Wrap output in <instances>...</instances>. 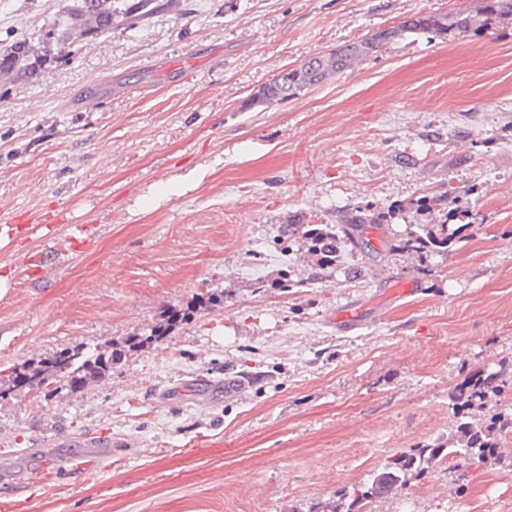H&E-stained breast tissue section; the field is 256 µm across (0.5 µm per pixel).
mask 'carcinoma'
I'll return each instance as SVG.
<instances>
[{
  "mask_svg": "<svg viewBox=\"0 0 512 512\" xmlns=\"http://www.w3.org/2000/svg\"><path fill=\"white\" fill-rule=\"evenodd\" d=\"M181 11L182 0H76V4L66 7L63 35L73 43H83L109 35L123 26L144 23L158 13L179 14ZM505 23L512 24V0H473V4L466 8L445 13H416L396 26L381 28L357 42L344 43L332 52L313 57L282 73L252 96L248 106L272 104L298 96L407 35L431 34L442 39L449 36L459 39L494 32ZM43 60L41 46L30 40L14 42L0 53V89L37 75ZM401 211L400 206L382 211L366 204L346 213L340 223L389 224ZM468 215L466 209L453 211L449 218L423 228L420 233H408L393 245L392 250L420 258L428 253L450 252L463 239L461 231L466 225L462 221ZM279 241H286L290 246L296 243L305 246L322 274L336 264L341 245L356 244L354 235L341 236L334 227L313 224L302 217L290 220L282 227ZM220 303L221 295L216 292L206 296L197 294L187 308L164 310L149 332L130 336L120 344L114 343L109 350L78 346L63 349L50 357L26 360L13 366V386L22 388L28 383H36L47 387L58 377V368L62 364L70 366L69 373L73 375L70 387L73 389L103 380L127 353L160 342L192 314L210 311ZM511 390L512 374L508 372L485 374L480 371L470 375L450 395L455 427L450 440L437 439L396 451L370 480L350 492L342 491L338 499L321 504L319 509L321 512H362V508L373 500L397 493L411 479L449 458L474 464L495 457L494 450L501 447L506 435L512 434V412L507 413L491 402Z\"/></svg>",
  "mask_w": 512,
  "mask_h": 512,
  "instance_id": "cac0c4a2",
  "label": "carcinoma"
}]
</instances>
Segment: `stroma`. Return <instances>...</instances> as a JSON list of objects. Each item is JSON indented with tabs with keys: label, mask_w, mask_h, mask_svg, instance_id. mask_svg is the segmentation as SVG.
Instances as JSON below:
<instances>
[{
	"label": "stroma",
	"mask_w": 512,
	"mask_h": 512,
	"mask_svg": "<svg viewBox=\"0 0 512 512\" xmlns=\"http://www.w3.org/2000/svg\"><path fill=\"white\" fill-rule=\"evenodd\" d=\"M465 3L184 0L67 44L44 37L61 0H0V49L25 37L53 57L0 93V225L51 226L57 257L43 277L40 233L0 243V370L224 295L104 381L0 391V512H312L393 451L450 436L455 385L512 360V33L406 37L299 97L246 102L310 57ZM450 186L465 239L422 264L391 251L439 221L415 199ZM365 204L404 210L307 282L311 257L283 251L281 227ZM285 272L297 287H277ZM347 304L363 312L351 329L331 321ZM65 437L112 456L32 484ZM504 450L370 510L512 512V437Z\"/></svg>",
	"instance_id": "obj_1"
}]
</instances>
